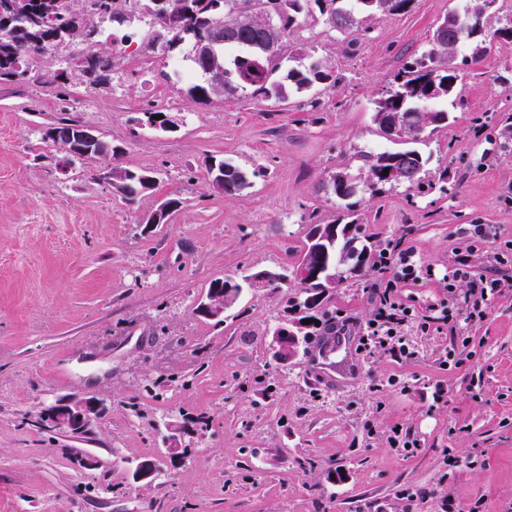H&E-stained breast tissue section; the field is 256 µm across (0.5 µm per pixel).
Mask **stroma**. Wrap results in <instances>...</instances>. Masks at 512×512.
Wrapping results in <instances>:
<instances>
[{"label": "stroma", "instance_id": "obj_1", "mask_svg": "<svg viewBox=\"0 0 512 512\" xmlns=\"http://www.w3.org/2000/svg\"><path fill=\"white\" fill-rule=\"evenodd\" d=\"M464 5L414 0L353 38L303 23L284 56L314 49L339 78L316 108L297 94L194 102L137 18L132 41L101 43L116 62L108 87L46 83L77 43L0 79V512H512V44L493 42L440 100L449 120L423 148L427 187L387 186L358 207L372 255L402 240L423 269L396 289L406 360L362 336L378 304L372 263L311 310L292 281L243 289L220 322L195 312L212 279L282 270L312 219L342 217L323 182L357 171L362 153L400 149L374 123V102ZM156 109L173 128L146 124ZM65 117L119 155L67 163L47 137ZM212 158L254 171L252 188L216 192ZM115 165L154 172L156 187L121 198L96 178ZM169 198L179 209L150 223ZM476 224L494 238L475 242ZM467 251L469 279L449 281ZM489 276L501 288L484 316L435 324ZM304 317L307 344L279 363L273 329ZM75 395L107 404L93 434L35 426L44 406ZM169 423L180 428L174 455ZM144 460L159 469L153 481L133 476Z\"/></svg>", "mask_w": 512, "mask_h": 512}]
</instances>
